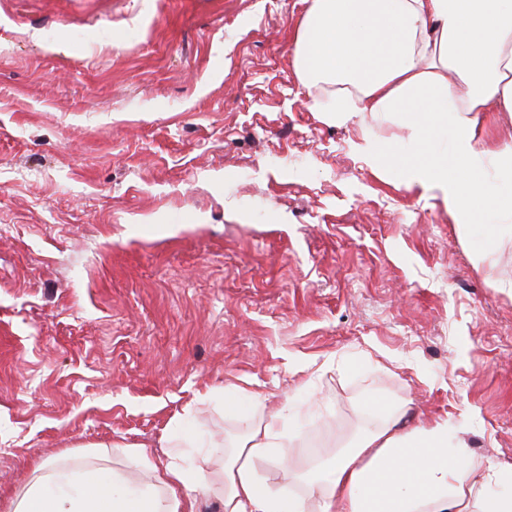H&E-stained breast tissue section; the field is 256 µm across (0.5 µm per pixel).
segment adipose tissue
Wrapping results in <instances>:
<instances>
[{"instance_id":"1","label":"adipose tissue","mask_w":512,"mask_h":512,"mask_svg":"<svg viewBox=\"0 0 512 512\" xmlns=\"http://www.w3.org/2000/svg\"><path fill=\"white\" fill-rule=\"evenodd\" d=\"M292 54L308 110L328 122L391 121L427 147L451 133L442 153L418 157L363 135L375 167L441 191L463 223L486 207L512 222V195L502 190L512 182V144L476 146L481 113L512 120V0H308ZM244 401L260 418L225 451L219 475L130 448L148 476L141 489L110 468L49 457L10 492L9 512H199L203 497L222 512H512V495L487 491L480 462L449 444L447 423L404 428L399 411L328 463L289 470L305 485L290 495L268 471L301 456L297 435L283 428V408L257 392H231L228 414Z\"/></svg>"}]
</instances>
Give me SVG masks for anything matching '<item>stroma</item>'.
<instances>
[{"label":"stroma","mask_w":512,"mask_h":512,"mask_svg":"<svg viewBox=\"0 0 512 512\" xmlns=\"http://www.w3.org/2000/svg\"><path fill=\"white\" fill-rule=\"evenodd\" d=\"M305 0H0V512L33 462L186 428L237 387L311 405L305 448L381 415L512 469V232L374 168L308 111Z\"/></svg>","instance_id":"obj_1"}]
</instances>
